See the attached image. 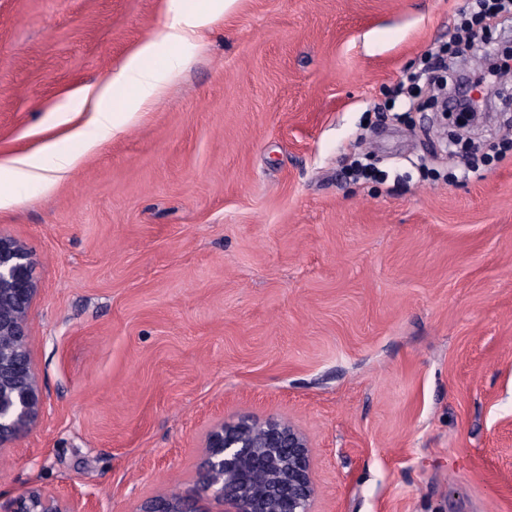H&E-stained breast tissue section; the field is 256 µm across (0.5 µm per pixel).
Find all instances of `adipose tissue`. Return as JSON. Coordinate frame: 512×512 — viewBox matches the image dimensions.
<instances>
[{"label": "adipose tissue", "instance_id": "adipose-tissue-1", "mask_svg": "<svg viewBox=\"0 0 512 512\" xmlns=\"http://www.w3.org/2000/svg\"><path fill=\"white\" fill-rule=\"evenodd\" d=\"M235 0H198L189 11H175L171 22L156 39L135 47L123 64L106 82L86 89L90 101L84 120L72 123L65 131L69 140L81 141L86 150H93L111 140L134 123L162 93L166 70L158 60L163 51L174 50L175 63L188 61L196 47V37ZM124 92L121 106H114L115 92ZM76 155L48 144L38 152L14 156L0 161V209H11L22 201L23 189L34 187L52 191L76 167Z\"/></svg>", "mask_w": 512, "mask_h": 512}]
</instances>
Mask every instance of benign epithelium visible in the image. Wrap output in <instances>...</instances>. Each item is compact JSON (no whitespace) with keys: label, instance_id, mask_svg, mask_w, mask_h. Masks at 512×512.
I'll return each instance as SVG.
<instances>
[{"label":"benign epithelium","instance_id":"1","mask_svg":"<svg viewBox=\"0 0 512 512\" xmlns=\"http://www.w3.org/2000/svg\"><path fill=\"white\" fill-rule=\"evenodd\" d=\"M462 72L444 102L457 101L464 117H492L491 98L474 102L460 96L468 70ZM36 293L31 255L14 239L0 235V336L11 339L0 344V452L37 425L43 408L25 345L27 314ZM198 494L212 497L224 512H313L316 488L307 436L274 418L217 422L206 436ZM7 512H85V506L52 492H30ZM141 512L206 510L182 496H159L147 501Z\"/></svg>","mask_w":512,"mask_h":512}]
</instances>
